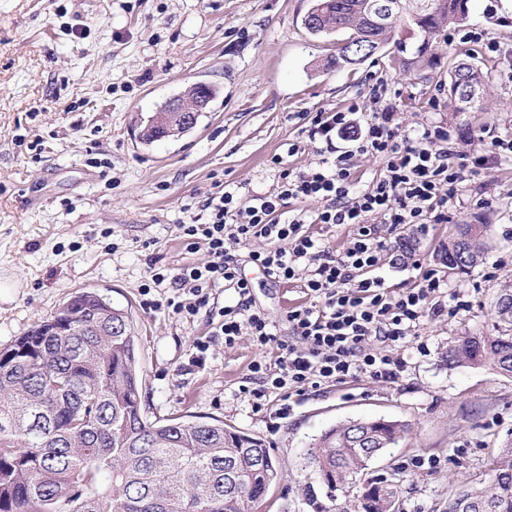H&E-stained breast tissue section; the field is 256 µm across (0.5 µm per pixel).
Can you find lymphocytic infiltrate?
Segmentation results:
<instances>
[{"mask_svg":"<svg viewBox=\"0 0 512 512\" xmlns=\"http://www.w3.org/2000/svg\"><path fill=\"white\" fill-rule=\"evenodd\" d=\"M337 137L347 142L346 150L336 149ZM309 138L318 144L317 161L299 171L282 169L274 192L244 207L235 188L217 184L199 213L179 224L186 249L205 247L204 263L151 275L153 285L170 279L181 285L152 301V308L183 317L206 308L213 289L233 288L237 301L219 308L215 333L225 347L245 336L258 350L239 387L258 412L271 397L286 401L309 388L360 378L399 380L407 340L448 310L445 281L424 269L416 252L400 257L421 273L414 287L390 290L378 271L393 232L447 223L449 209L461 204L467 176L459 137L444 125L402 128L395 104L387 102L361 125L347 112L315 113ZM364 155L384 166L360 188L351 177L352 160ZM291 200L319 207L309 216L288 209ZM309 223L347 227L346 245L327 246L306 231ZM255 240L266 247L250 252L251 263L272 280L302 283L306 301L289 308L284 333L255 307L252 284L241 272L235 248Z\"/></svg>","mask_w":512,"mask_h":512,"instance_id":"f902f5d3","label":"lymphocytic infiltrate"}]
</instances>
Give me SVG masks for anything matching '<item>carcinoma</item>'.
<instances>
[{"label":"carcinoma","mask_w":512,"mask_h":512,"mask_svg":"<svg viewBox=\"0 0 512 512\" xmlns=\"http://www.w3.org/2000/svg\"><path fill=\"white\" fill-rule=\"evenodd\" d=\"M368 0H312L322 35L357 39L369 32ZM463 0H431L426 17L400 15L420 44L407 52L392 24L376 32L393 44L394 63L422 76L436 65L431 41L469 15ZM486 74L467 61L448 67V99ZM487 225L459 224L442 259L467 271L484 255ZM498 335L460 336L448 365L489 364L512 378V293L496 302ZM138 337L131 313L83 290L54 316L0 348V512H254L276 481L279 463L262 441L212 422L156 419L141 406ZM408 425L356 419L326 430L306 464L330 490L363 475L370 453L398 444ZM398 487L369 483L356 512H389ZM468 512H512V442L489 481L461 486L450 498Z\"/></svg>","instance_id":"cac0c4a2"}]
</instances>
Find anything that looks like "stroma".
Listing matches in <instances>:
<instances>
[{
	"label": "stroma",
	"instance_id": "1",
	"mask_svg": "<svg viewBox=\"0 0 512 512\" xmlns=\"http://www.w3.org/2000/svg\"><path fill=\"white\" fill-rule=\"evenodd\" d=\"M308 0H0V346L92 288L130 311L139 336L142 406L149 419H218L260 438L280 469L257 512H340L361 488L330 491L305 464L309 448L352 419L407 422L409 432L374 459L364 480L398 487V512H444L456 489L489 478L512 438V378L490 366L452 367L459 336H492L494 305L512 290V160L479 170L463 207L412 247L468 306L425 322L426 350L408 344V368L393 383L367 379L310 389L288 415L254 413L239 385L256 355L248 340H216L205 366L189 367L196 339L218 315L183 319L148 309L141 288L151 265L171 271L202 263L177 226L215 182L242 202L277 187L280 167L316 159L305 113L375 112L369 90L383 84L403 127L443 124L475 154L479 137L512 135V0H469V17L436 38L426 77L407 78L390 49L355 67L325 70L333 39L302 24ZM483 33L480 42L469 32ZM502 49L492 56L486 41ZM467 58L488 70L482 111L458 112L442 91L448 65ZM197 82L218 94L182 137L141 143L137 131L172 96ZM299 151L289 155V144ZM280 156L282 166L271 159ZM459 224L487 227L482 263L448 269L441 251ZM237 247L252 296L273 320L302 303L299 283H277ZM494 277H486L487 268ZM437 468L410 467L413 456Z\"/></svg>",
	"mask_w": 512,
	"mask_h": 512
}]
</instances>
